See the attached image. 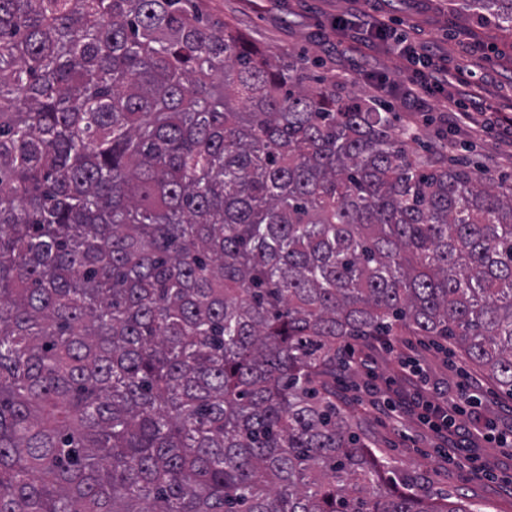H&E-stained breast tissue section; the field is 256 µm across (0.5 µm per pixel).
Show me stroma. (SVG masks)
Returning <instances> with one entry per match:
<instances>
[{
    "label": "stroma",
    "instance_id": "obj_1",
    "mask_svg": "<svg viewBox=\"0 0 512 512\" xmlns=\"http://www.w3.org/2000/svg\"><path fill=\"white\" fill-rule=\"evenodd\" d=\"M199 8L210 20L240 32L265 53L282 58L303 55L308 74L333 81L355 79L367 61L395 74L400 62L384 44L370 47L363 55H342L336 49L332 20L364 12L385 19L396 17L407 32L435 44L447 56L449 67L473 69L489 102L512 107V59L488 51L492 45L511 47L512 32L477 18L463 0H199ZM385 105L395 112L398 122L419 124L421 139L415 149L420 154L434 152L439 138L447 134V123L435 103L389 99ZM454 139L455 156L466 158L476 174L512 184V138L494 131L477 138L458 133ZM414 352L432 381L449 393H458L467 379H480L483 417L512 422V398L502 394L483 371L465 366L458 353H443L432 343L416 345ZM365 379L359 365L337 363L336 402L375 451L398 471L422 477L435 491L463 496L482 505L485 512H512V487L472 476L448 463L434 451L432 437L415 420L394 426L369 404L362 390Z\"/></svg>",
    "mask_w": 512,
    "mask_h": 512
}]
</instances>
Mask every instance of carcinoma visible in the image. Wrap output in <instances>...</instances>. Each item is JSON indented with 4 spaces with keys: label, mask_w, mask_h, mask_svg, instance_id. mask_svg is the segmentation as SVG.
Masks as SVG:
<instances>
[{
    "label": "carcinoma",
    "mask_w": 512,
    "mask_h": 512,
    "mask_svg": "<svg viewBox=\"0 0 512 512\" xmlns=\"http://www.w3.org/2000/svg\"><path fill=\"white\" fill-rule=\"evenodd\" d=\"M414 141L196 0H0V512H480L329 382L401 333L512 396V187Z\"/></svg>",
    "instance_id": "obj_1"
}]
</instances>
